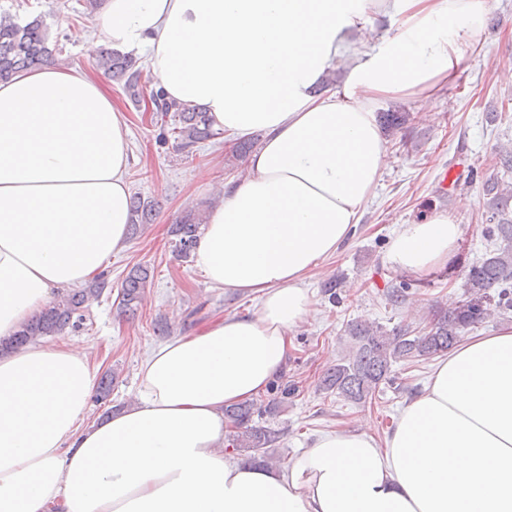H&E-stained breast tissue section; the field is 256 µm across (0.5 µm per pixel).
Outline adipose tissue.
<instances>
[{
  "mask_svg": "<svg viewBox=\"0 0 512 512\" xmlns=\"http://www.w3.org/2000/svg\"><path fill=\"white\" fill-rule=\"evenodd\" d=\"M492 0H103L114 49L231 141L264 135L225 181L194 264L259 299L156 346L136 402L85 424L96 371L76 342L0 355V512H512V323L437 363L384 438L315 436L280 470L224 451L225 406L287 369L308 276L353 237L387 163L373 112L430 100L481 47ZM125 115L98 78L46 66L0 82V339L128 247ZM462 235L442 211L387 260L421 276Z\"/></svg>",
  "mask_w": 512,
  "mask_h": 512,
  "instance_id": "1",
  "label": "adipose tissue"
}]
</instances>
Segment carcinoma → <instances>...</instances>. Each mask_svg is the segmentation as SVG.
Wrapping results in <instances>:
<instances>
[{
	"instance_id": "1",
	"label": "carcinoma",
	"mask_w": 512,
	"mask_h": 512,
	"mask_svg": "<svg viewBox=\"0 0 512 512\" xmlns=\"http://www.w3.org/2000/svg\"><path fill=\"white\" fill-rule=\"evenodd\" d=\"M49 42L48 27L41 18L35 17L21 24L10 15H0V80H7L21 70L52 63ZM95 68L120 85L135 105H141L148 98L154 112L164 116L173 113L171 134L180 149L191 153L197 144L218 136L207 112L201 107L171 102L161 91L146 88L142 83V70L133 56L104 48L95 61ZM495 166L501 177L483 183L487 195L483 212L485 235L493 249L465 273L466 298L453 308L431 307L425 324L416 328L386 330L372 323L348 322L345 332L350 348L325 369L319 390L356 405L371 401L382 386L400 391L403 385L393 374L394 365H416L446 355L465 331L496 313L512 310V181L509 180L512 176V145L498 148ZM156 207L157 202L133 195L130 199V230L136 232L153 223ZM203 224V214L191 209L171 225L174 252L181 260L187 262L193 257ZM149 283L148 268L136 266L127 272L117 292L121 313L137 314ZM419 285L421 281L413 279L393 282L386 289L385 297L393 304L400 303ZM110 288L112 283L102 279L56 295L16 336L0 343V352L18 349L43 337L58 336L69 327H80L89 302ZM113 380L111 372L102 376L95 396L97 403H112ZM295 391L296 386L279 378L269 388L268 401L260 404L245 401L224 409V418L236 429L229 443L231 453L262 466L270 465V449L283 437L284 431L269 424L261 425L259 421L276 416Z\"/></svg>"
}]
</instances>
